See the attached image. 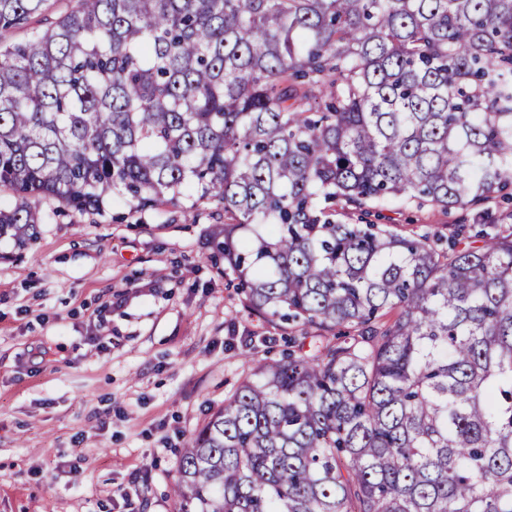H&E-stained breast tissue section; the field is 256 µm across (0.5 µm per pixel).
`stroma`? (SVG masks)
Segmentation results:
<instances>
[{
	"label": "stroma",
	"instance_id": "obj_1",
	"mask_svg": "<svg viewBox=\"0 0 512 512\" xmlns=\"http://www.w3.org/2000/svg\"><path fill=\"white\" fill-rule=\"evenodd\" d=\"M27 249L0 239V512H174L178 455L284 331L250 314L213 201L81 214L40 200ZM348 224L450 237L474 210L336 203Z\"/></svg>",
	"mask_w": 512,
	"mask_h": 512
}]
</instances>
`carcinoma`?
Returning <instances> with one entry per match:
<instances>
[{"instance_id":"obj_1","label":"carcinoma","mask_w":512,"mask_h":512,"mask_svg":"<svg viewBox=\"0 0 512 512\" xmlns=\"http://www.w3.org/2000/svg\"><path fill=\"white\" fill-rule=\"evenodd\" d=\"M509 182L512 0H77L0 42V239L32 198L216 201L245 306L297 329L181 450L177 512H512V233L331 211Z\"/></svg>"}]
</instances>
